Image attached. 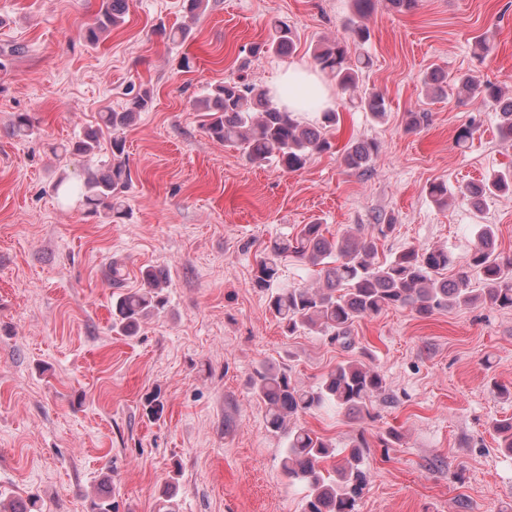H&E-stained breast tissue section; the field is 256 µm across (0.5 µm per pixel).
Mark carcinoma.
Segmentation results:
<instances>
[{
  "label": "carcinoma",
  "instance_id": "carcinoma-1",
  "mask_svg": "<svg viewBox=\"0 0 512 512\" xmlns=\"http://www.w3.org/2000/svg\"><path fill=\"white\" fill-rule=\"evenodd\" d=\"M353 2L354 13L344 23L348 38L321 43L313 52L320 70L344 93L358 87L360 74L368 65L365 55L351 56L347 40L359 47L368 43L370 29L365 19L374 9V0ZM127 9L128 0H101L95 21L83 28L80 36L89 45L97 44L104 34L124 23ZM293 46L292 29L277 20L269 38L253 45L251 53L256 58L281 55L291 52ZM459 83L468 96L495 112L501 137L512 139V97H505L503 88L490 80L481 82L466 75L459 78ZM349 103L375 118L387 112L386 98L379 91L353 96ZM152 104L153 92L145 88L122 110L100 114L102 124L112 131V164L84 180L83 199L88 212H103L111 218L122 216L120 198L131 184L123 133ZM198 106L207 113L206 130L214 141L239 150L253 165L273 163L287 172L300 171L313 155L331 151L328 133L340 124V113L327 111L320 113L318 124L307 125L298 114L271 102L266 89L243 80L209 86ZM98 148V133L91 131L72 144L71 152L87 156ZM378 149L374 141L352 138L344 147L342 162L349 170H364ZM510 190L512 173H503L487 183L466 187L462 194L480 212L487 196ZM428 194L436 204L445 205L448 184L432 182ZM393 227L390 217L374 225L369 235L357 238L349 233L328 237L322 225L305 224L296 238L275 239L264 247L251 285L267 294L269 310L288 335L316 333L343 349L354 344L355 323L392 308H408L428 316L480 300L493 308L512 310V256L498 252L492 225H479L468 266L458 269L451 279L442 276V271L453 264L445 248L409 246L381 264L375 262L376 240L387 237ZM290 258L316 268L323 283L274 287L281 266ZM472 269L480 274L484 285L478 294L471 288ZM141 279L143 287L120 292L112 301V328L126 336L134 335L143 320L161 313L167 304L160 271L146 267L141 270ZM250 387L265 405L267 431L287 440L281 467L288 484L305 489L301 512H359L370 479L365 438H356L338 454L331 442L300 424L299 418L325 406L359 418L371 416L373 399L385 390L382 375L363 363L347 361L337 364L317 386L307 387L285 370L263 367L256 371ZM493 429L500 448L512 454V418L495 422ZM330 459L336 463L327 468L325 462ZM90 512H114L112 491H100L91 501Z\"/></svg>",
  "mask_w": 512,
  "mask_h": 512
}]
</instances>
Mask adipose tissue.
I'll return each mask as SVG.
<instances>
[{
    "label": "adipose tissue",
    "mask_w": 512,
    "mask_h": 512,
    "mask_svg": "<svg viewBox=\"0 0 512 512\" xmlns=\"http://www.w3.org/2000/svg\"><path fill=\"white\" fill-rule=\"evenodd\" d=\"M271 94L278 104L293 112H323L334 105L328 84L300 64L291 65L280 74Z\"/></svg>",
    "instance_id": "ef3b65f1"
}]
</instances>
